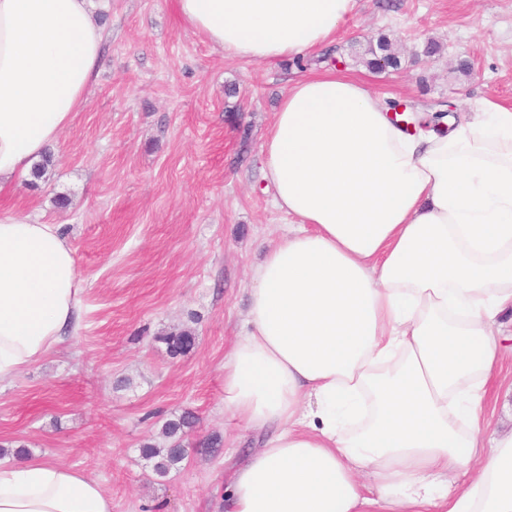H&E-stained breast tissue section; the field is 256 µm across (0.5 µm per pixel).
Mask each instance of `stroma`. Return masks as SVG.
<instances>
[{"mask_svg":"<svg viewBox=\"0 0 512 512\" xmlns=\"http://www.w3.org/2000/svg\"><path fill=\"white\" fill-rule=\"evenodd\" d=\"M95 16L106 45L86 106L45 181L18 178L0 197V212L60 225L81 288L74 336L0 381V446L99 480L112 512H225V487L260 445L224 412V355L246 327L252 269L291 222L260 158L289 81L334 70L416 112L512 105V0H357L332 49L311 52L303 70L288 57H225L183 26L173 0H98ZM382 33L400 69L361 59ZM431 39L441 52L418 60ZM500 324L488 436L512 429V308ZM179 330L196 344L174 354L164 338ZM186 412L198 419L188 457L157 476L140 448L164 444L163 424Z\"/></svg>","mask_w":512,"mask_h":512,"instance_id":"stroma-1","label":"stroma"}]
</instances>
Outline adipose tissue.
I'll list each match as a JSON object with an SVG mask.
<instances>
[{
    "label": "adipose tissue",
    "mask_w": 512,
    "mask_h": 512,
    "mask_svg": "<svg viewBox=\"0 0 512 512\" xmlns=\"http://www.w3.org/2000/svg\"><path fill=\"white\" fill-rule=\"evenodd\" d=\"M357 0H175L225 55L335 42ZM94 0H0V195L87 102L105 49ZM411 134L352 77L293 81L261 148L294 219L255 267L224 409L264 432L229 512H512V431L483 399L512 306V108ZM79 278L54 224L0 215V380L64 342ZM468 474L458 496L444 487ZM0 512H112L96 479L0 460Z\"/></svg>",
    "instance_id": "ef3b65f1"
}]
</instances>
